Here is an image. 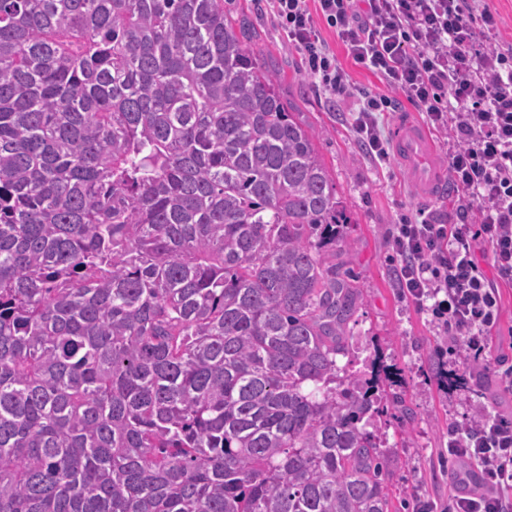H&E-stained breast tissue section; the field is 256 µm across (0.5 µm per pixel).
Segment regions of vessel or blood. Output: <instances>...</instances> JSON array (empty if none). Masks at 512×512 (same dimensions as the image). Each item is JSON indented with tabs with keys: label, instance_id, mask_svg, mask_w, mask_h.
Returning <instances> with one entry per match:
<instances>
[{
	"label": "vessel or blood",
	"instance_id": "obj_1",
	"mask_svg": "<svg viewBox=\"0 0 512 512\" xmlns=\"http://www.w3.org/2000/svg\"><path fill=\"white\" fill-rule=\"evenodd\" d=\"M393 150L411 173L418 195L432 197L442 190L444 178L434 161V145L426 131L412 118L403 116L398 119Z\"/></svg>",
	"mask_w": 512,
	"mask_h": 512
}]
</instances>
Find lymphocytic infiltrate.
Returning a JSON list of instances; mask_svg holds the SVG:
<instances>
[{
    "label": "lymphocytic infiltrate",
    "instance_id": "f902f5d3",
    "mask_svg": "<svg viewBox=\"0 0 512 512\" xmlns=\"http://www.w3.org/2000/svg\"><path fill=\"white\" fill-rule=\"evenodd\" d=\"M269 2L307 73L330 95L347 99L353 88L320 36V21L355 63L447 132L453 218L395 225L390 244L406 298L431 316L448 346L479 361L497 325L498 285L512 284V44L491 43L494 13L477 0ZM390 106L389 97L368 95L354 115L360 143L378 160L389 155L379 115ZM480 249L494 276L480 266ZM448 453L462 463L448 512H512V417L450 428Z\"/></svg>",
    "mask_w": 512,
    "mask_h": 512
}]
</instances>
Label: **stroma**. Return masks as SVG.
I'll return each mask as SVG.
<instances>
[{"label": "stroma", "instance_id": "1", "mask_svg": "<svg viewBox=\"0 0 512 512\" xmlns=\"http://www.w3.org/2000/svg\"><path fill=\"white\" fill-rule=\"evenodd\" d=\"M226 14L247 16V44L263 66L280 74L278 91L296 119L319 132L317 148L336 184L337 195L351 218L347 246L336 263L363 291L351 331L358 339L355 369L367 360L383 366L382 382L390 394L386 412L375 425L396 460L389 467L397 512H420L430 504L443 512L454 491V466L448 459V429L465 424L477 407L489 414L512 413V393L501 378L499 355L512 358V287L501 289L502 309L495 340L481 376H471L463 355L451 352L428 317L403 295L397 281L396 255L389 232L402 218L447 216L454 195L425 200L415 192L410 175L396 159L380 164L367 156L352 127L358 96L387 93L380 79L347 57L331 30L322 35L349 74L355 96L331 100L310 77L298 50L289 44L266 0H224ZM464 377V390L448 388V373Z\"/></svg>", "mask_w": 512, "mask_h": 512}]
</instances>
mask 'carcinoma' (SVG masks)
Here are the masks:
<instances>
[{
	"label": "carcinoma",
	"instance_id": "obj_1",
	"mask_svg": "<svg viewBox=\"0 0 512 512\" xmlns=\"http://www.w3.org/2000/svg\"><path fill=\"white\" fill-rule=\"evenodd\" d=\"M224 0H0V512H391L332 176Z\"/></svg>",
	"mask_w": 512,
	"mask_h": 512
}]
</instances>
